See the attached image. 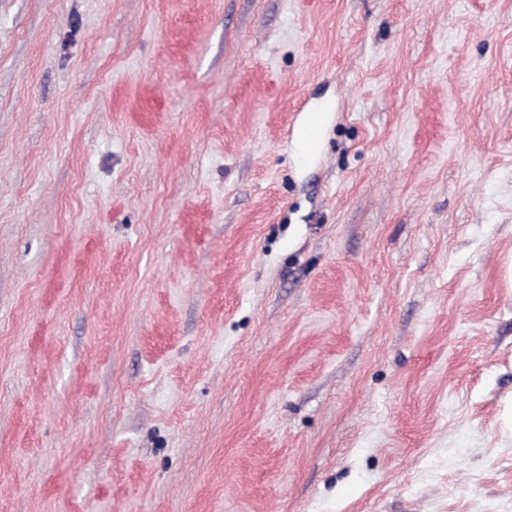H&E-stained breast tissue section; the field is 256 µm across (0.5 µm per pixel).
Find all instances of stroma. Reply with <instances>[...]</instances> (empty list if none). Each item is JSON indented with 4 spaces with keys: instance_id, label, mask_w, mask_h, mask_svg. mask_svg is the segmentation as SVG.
<instances>
[{
    "instance_id": "35a3bbf8",
    "label": "stroma",
    "mask_w": 512,
    "mask_h": 512,
    "mask_svg": "<svg viewBox=\"0 0 512 512\" xmlns=\"http://www.w3.org/2000/svg\"><path fill=\"white\" fill-rule=\"evenodd\" d=\"M511 264L512 0H0V512H512ZM329 103H324L316 112H308L296 134L298 147L305 153L313 151L319 141Z\"/></svg>"
}]
</instances>
